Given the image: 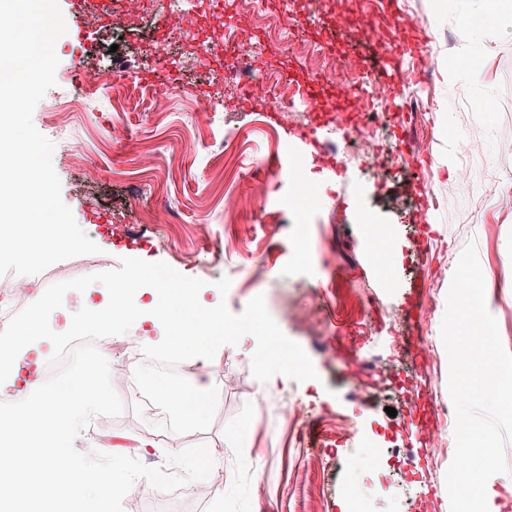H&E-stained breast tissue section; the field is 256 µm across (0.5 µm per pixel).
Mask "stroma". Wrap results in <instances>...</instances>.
<instances>
[{
  "mask_svg": "<svg viewBox=\"0 0 512 512\" xmlns=\"http://www.w3.org/2000/svg\"><path fill=\"white\" fill-rule=\"evenodd\" d=\"M395 5L423 20L432 77L413 73L407 40L394 49L387 39L340 30L335 51L361 57L385 81L396 68L410 72L412 95L430 109L412 120L391 109L382 132L390 144L426 138L428 171L408 156L381 169L351 163L336 171L314 154L295 159L307 125L271 120L265 97L238 102L217 64L185 65V39L162 16L115 34L88 26L83 0H62L67 32L55 45L50 93L82 105L53 116L35 108L33 123L54 144L64 203L99 251L55 263L37 282L58 289L62 307L73 311L98 302L102 287L132 267L169 268L224 305L221 340L205 367L222 404L203 426L185 423L172 405L162 415L138 411L116 391L67 451L80 463L99 457L102 444L120 449L128 471L159 488L139 512H414L418 460L409 451L422 435L389 386L411 360L386 354L383 338L367 331L360 301L373 293L388 312L427 317L424 334L439 365L421 403L450 405L440 334L450 283L429 284L424 256L453 269L471 243L483 272H502L485 300L512 352V0H501L492 26L481 21L485 0ZM91 66L108 80L94 95L82 80ZM166 69L176 70L183 93L169 91L159 76ZM126 82L138 86L131 104L113 96V85ZM189 90L222 98V110L198 122ZM159 97L162 112L152 107ZM486 99L497 100L498 111L479 108ZM475 129L483 154L469 160L464 147ZM86 167L99 176L89 189L81 183ZM256 194L263 223L245 205L229 209V198ZM118 208L126 211V234L151 237L152 250L112 236L107 226ZM157 210L167 223H147ZM201 223L236 252L219 262L201 250ZM277 399L306 406L318 448L300 443L297 426L275 410ZM391 407L396 416H388ZM342 417L357 430L350 444L335 447L329 437ZM141 439L153 448L140 451ZM201 443L224 462L223 486L203 502L186 496L195 480L182 466Z\"/></svg>",
  "mask_w": 512,
  "mask_h": 512,
  "instance_id": "1",
  "label": "stroma"
}]
</instances>
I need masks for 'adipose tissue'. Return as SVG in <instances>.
I'll return each instance as SVG.
<instances>
[{
	"label": "adipose tissue",
	"mask_w": 512,
	"mask_h": 512,
	"mask_svg": "<svg viewBox=\"0 0 512 512\" xmlns=\"http://www.w3.org/2000/svg\"><path fill=\"white\" fill-rule=\"evenodd\" d=\"M144 278V271L130 269L121 291H110L103 302L69 315L68 324L74 328L96 324L118 332L132 326L141 330L148 344L178 351L188 362L205 361L215 341L212 330L224 319L220 298L207 301L165 281L146 290L141 286ZM178 301L195 312L202 332L193 336L167 332ZM58 311L57 292L42 289L32 316L10 336L8 347L0 349V389L17 388L26 394L24 401L0 409V434L17 435L20 441L19 447L0 456V508L37 493L44 499L41 512H105L108 500L124 496L135 485L120 456L112 455L109 466L94 474L80 465L60 464L59 459L112 395L111 386L97 383L106 357L100 354L84 363L63 389L45 383L39 360L31 356L46 339V325ZM132 375L162 401L175 404L182 420L195 426L204 425L221 404L219 395L200 378L188 395L149 369L133 368Z\"/></svg>",
	"instance_id": "ef3b65f1"
}]
</instances>
